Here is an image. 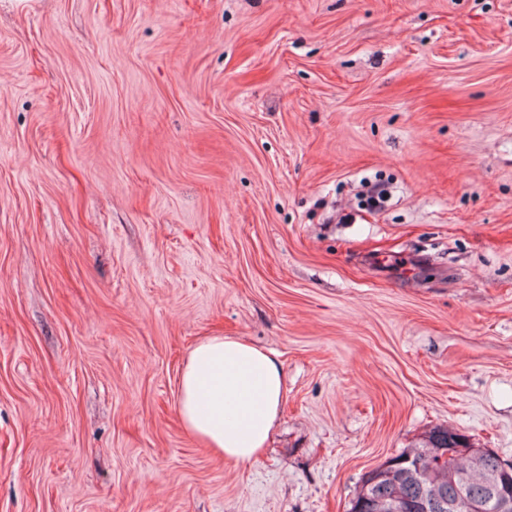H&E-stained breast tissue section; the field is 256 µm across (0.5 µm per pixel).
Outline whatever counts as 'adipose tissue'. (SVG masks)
<instances>
[{
  "instance_id": "obj_1",
  "label": "adipose tissue",
  "mask_w": 512,
  "mask_h": 512,
  "mask_svg": "<svg viewBox=\"0 0 512 512\" xmlns=\"http://www.w3.org/2000/svg\"><path fill=\"white\" fill-rule=\"evenodd\" d=\"M272 351L235 336H209L191 349L180 378V417L205 447L238 463L266 448L285 397Z\"/></svg>"
}]
</instances>
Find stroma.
I'll list each match as a JSON object with an SVG mask.
<instances>
[{
    "label": "stroma",
    "mask_w": 512,
    "mask_h": 512,
    "mask_svg": "<svg viewBox=\"0 0 512 512\" xmlns=\"http://www.w3.org/2000/svg\"><path fill=\"white\" fill-rule=\"evenodd\" d=\"M223 335L247 463L179 419ZM436 426L512 460V0H0V512H348ZM272 351L235 336H208L191 349L180 378V417L206 448L238 463L270 440L285 397Z\"/></svg>",
    "instance_id": "35a3bbf8"
}]
</instances>
